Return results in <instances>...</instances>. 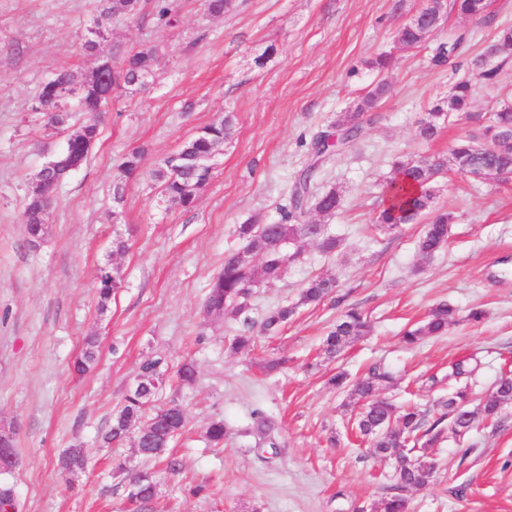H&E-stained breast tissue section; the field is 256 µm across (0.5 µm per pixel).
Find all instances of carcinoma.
<instances>
[{
    "mask_svg": "<svg viewBox=\"0 0 512 512\" xmlns=\"http://www.w3.org/2000/svg\"><path fill=\"white\" fill-rule=\"evenodd\" d=\"M101 17L111 19L120 14L135 15L140 12L142 0H100ZM152 14L160 25L172 23L174 0H151ZM210 15L221 17L235 8V0H205ZM452 7L460 15L483 20L489 7L488 0H453ZM443 0H422L416 14L421 17L418 24H407L400 34V43L408 48L436 42L432 62L436 65L453 64L466 47V38L459 33L448 35V40H437L443 29ZM512 54V27L500 29L495 40L471 60V74L458 80L448 97L437 101L427 112V117L418 126V135L425 141L435 139L441 125L469 112L473 93V80L493 84L498 69L489 66V59ZM114 63L112 84L97 90L87 82H75L67 67L56 69L46 81L38 96L37 111L48 115L50 126L60 128L68 123V103L77 101L80 111L89 115V121L68 134L63 152L40 169L39 187L29 186L25 197L22 220L29 237H44L49 226L41 220L40 195L54 197V193L68 175L67 158L75 157L87 161L93 148L97 125L95 117L104 111L112 100V92L119 90H141L146 76L155 73L157 50L142 45L110 55ZM390 93L387 82L380 80L360 96L347 112L337 116L334 131L322 132L313 141L314 161L298 178L288 209L283 211L276 224H258L249 220L237 228L242 247L255 252L263 260L261 273H256L254 263L240 258V251L224 257L222 271L212 280L204 301L203 310L215 318L236 320L246 313L248 297L259 281L267 283L282 279L287 263L300 260L309 243L317 244L325 254H332L339 246L336 237L327 233L322 224L306 220L310 211L322 215H333L342 205V195L334 187L319 192L311 190L312 173L319 162L333 151L354 143L361 129L363 118L375 112L379 104ZM235 124L234 114L228 112L201 128L185 140L179 149L165 157L150 173V179L158 189L163 202L191 209L197 206L200 192L212 177L211 161L217 148L230 135ZM451 158L418 159L401 158L393 162L395 177L389 182L381 209L374 223L380 231L395 232L405 224H414L423 215L428 222L416 242L418 254L423 259L433 257L448 241L452 213L434 207L435 185L448 169L461 175L480 172L482 181H503L512 177V103H504L489 113L475 133L457 141L450 150ZM142 151L133 150L125 154L117 165L112 197L116 205L124 202L126 182L141 174ZM96 279L99 288L100 311L107 310L112 294L120 287L121 275L117 268L101 267ZM337 288L334 275H318L309 279L301 289L295 303L278 305L270 309L261 322V331L274 335L290 321L301 306L318 304ZM457 323L456 309L446 303L433 307L424 320L404 330L402 339L414 345L426 336H442L448 326ZM370 333L367 316L355 307L347 309L323 340V353L329 359L340 356L354 341ZM97 338L85 340L82 357L76 361L78 372H85L95 360ZM168 365L162 357L145 359L139 366L136 386L125 396L123 406L112 416V424L102 437L110 445L121 442L131 433L137 423L150 426V432L139 439L137 449L146 460H164L174 438L186 426V412L177 402L171 401L147 413L149 404L163 390L167 382ZM472 370L462 361L451 365L448 385L452 391L441 403L445 412L429 427H424L425 413L412 405L397 406L387 398L379 397L380 390L393 383V374L381 366H373L368 372L352 379L339 372L329 379V385L347 394L350 401L360 405L353 429L366 438L373 454L380 458L395 460L400 487L414 488L431 483L437 473V462L428 449L442 438L448 422L453 433L463 436L486 420L499 416L505 404L512 401V376L500 378L494 389L483 399L473 398L468 385L461 380L469 377ZM165 420L155 422L158 413ZM374 512H410L409 500L402 494L382 498Z\"/></svg>",
    "mask_w": 512,
    "mask_h": 512,
    "instance_id": "1",
    "label": "carcinoma"
}]
</instances>
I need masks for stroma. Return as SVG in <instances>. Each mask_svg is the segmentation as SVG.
<instances>
[{"label": "stroma", "instance_id": "1", "mask_svg": "<svg viewBox=\"0 0 512 512\" xmlns=\"http://www.w3.org/2000/svg\"><path fill=\"white\" fill-rule=\"evenodd\" d=\"M235 3L214 17L203 0H176L172 27L145 13L107 21L101 53L116 44L155 46V78L145 90L113 95L88 161L57 189L49 233L33 243L20 220L28 182L65 144L33 107L60 65L80 81L95 67L83 36L101 6L0 0V430L11 431L17 455L15 468L0 472V487L13 489L17 512H133L128 479L142 471L158 481L145 512H373L396 491L393 465L350 436L348 399L327 378L381 365L395 377L386 396L412 401L432 419L453 363L473 366L468 385L478 397L512 372V179L441 177L435 206L455 220L431 260L415 250L421 225L391 234L372 226L393 157H446L472 131L461 119L425 142L417 126L495 32L512 26V0H489L480 22L448 12L447 28L468 34L452 68L433 65L430 46L396 39L421 0ZM380 53L393 58L390 94L354 144L328 156L312 178L315 188L343 195L336 214L308 215L339 239L338 250L327 255L308 245L283 281L253 289L246 315L261 323L322 273L336 275L339 286L321 305L299 308L279 334L233 351L241 321L205 317L202 303L225 255L240 245L236 228L250 218L280 221L311 165L314 138L377 81L368 62ZM504 102H512V58L495 84H476L471 110L482 115ZM227 112L235 125L197 208L160 202L141 175L127 183L122 213L114 215L112 181L125 153L143 149L142 168L151 170ZM118 236L128 239L127 251H114ZM102 266L122 278L104 312L94 279ZM443 301L457 309L458 324L405 346L404 328ZM352 306L368 317L370 334L336 359L323 358V336ZM474 309L483 310L481 321L469 320ZM89 336L98 341L97 357L80 374L74 362ZM154 356L173 368L196 366L192 384L168 386L156 399L179 402L187 415L169 447L172 470L144 460L133 440L99 442L141 362ZM276 358L282 367L266 372L265 362ZM258 410L277 424L276 448L257 444ZM215 419L227 430L217 446L206 438ZM75 447L86 467L63 477L58 459ZM432 454L441 468L431 484L407 490L412 512H512V403L498 422L461 438L445 433Z\"/></svg>", "mask_w": 512, "mask_h": 512}]
</instances>
